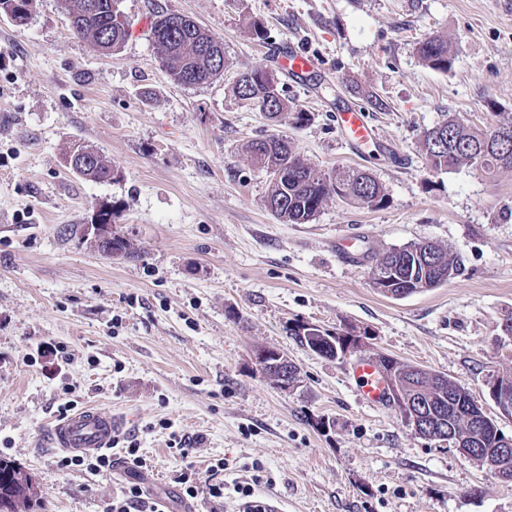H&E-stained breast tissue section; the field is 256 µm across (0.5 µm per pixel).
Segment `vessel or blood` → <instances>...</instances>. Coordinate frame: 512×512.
<instances>
[{
  "label": "vessel or blood",
  "instance_id": "obj_1",
  "mask_svg": "<svg viewBox=\"0 0 512 512\" xmlns=\"http://www.w3.org/2000/svg\"><path fill=\"white\" fill-rule=\"evenodd\" d=\"M275 54L283 68L302 83L308 82L320 65L318 58L297 51L291 45L277 48ZM336 120L352 143L364 142L375 136L374 127L364 120L356 108L349 107L338 112ZM349 375L363 402L373 407L385 404L387 385L373 360L364 358L355 361ZM120 427L118 417L97 406L88 405L55 420L50 441L57 450L79 457L111 448Z\"/></svg>",
  "mask_w": 512,
  "mask_h": 512
}]
</instances>
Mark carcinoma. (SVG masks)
Instances as JSON below:
<instances>
[{"instance_id":"obj_1","label":"carcinoma","mask_w":512,"mask_h":512,"mask_svg":"<svg viewBox=\"0 0 512 512\" xmlns=\"http://www.w3.org/2000/svg\"><path fill=\"white\" fill-rule=\"evenodd\" d=\"M34 0H0V14L17 26L28 23ZM73 31L86 39L93 51L109 54L127 40L129 23L114 18L115 0H62ZM153 45L161 70L178 85L210 83L214 57L224 59V41L194 20L175 13L156 16L152 26ZM423 63L437 71H448L454 58L448 41L434 36L418 44ZM235 92L242 100L258 108L274 123L283 114L295 113L299 122L307 113L298 110L294 101L282 94L273 74L262 68L240 73ZM448 132L452 145L439 147L438 130ZM507 132L512 135V116L489 127L480 128L458 116H450L425 132L422 148L432 170H452L466 166L493 173L500 169L512 171V151L503 156L494 151L482 152V146ZM91 165L77 170L84 179L105 182L114 178L106 158L97 150L80 146ZM256 168L270 178L267 206L284 224H307L321 211L327 199L336 196L368 207L384 202L385 194L373 176L357 167H346L328 173L316 171L283 137L253 139L245 146ZM98 248L106 254L130 258L135 251L130 242L116 231ZM461 268L460 259L432 243H411L393 248L376 260L370 268L372 286L385 296L401 297L433 288L454 278ZM382 360L392 364L398 390L405 396L419 395L436 409L446 426L453 422L458 431L469 432L474 421L468 417V392L456 382L421 368L401 363L391 357ZM483 447H496L498 425L487 416L482 420ZM37 485L33 477L14 461L0 458V512H33Z\"/></svg>"}]
</instances>
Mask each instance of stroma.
Returning a JSON list of instances; mask_svg holds the SVG:
<instances>
[{
    "label": "stroma",
    "mask_w": 512,
    "mask_h": 512,
    "mask_svg": "<svg viewBox=\"0 0 512 512\" xmlns=\"http://www.w3.org/2000/svg\"><path fill=\"white\" fill-rule=\"evenodd\" d=\"M130 22L120 51L76 36L60 0L30 20L0 18V456L35 479V512H103L130 484L183 512L179 475L192 466L196 512H236L212 485L249 479L280 512H512V483L446 444L412 433L391 404L359 400L353 361L379 355L465 387L512 436L489 381L512 375V173L430 171L424 133L448 115L479 126L512 113V0H118ZM224 41V73L201 86L171 82L152 39L158 11ZM262 19L256 43L245 18ZM447 40L448 73L427 68L420 40ZM293 42L324 69L310 88L274 54ZM276 74L307 112L271 123L238 99L240 73ZM379 98L372 108L367 96ZM359 108L377 142L353 153L336 123ZM292 141L321 172L369 170L376 208L329 198L307 224L266 207L270 179L248 141ZM92 147L115 177L73 173V145ZM138 257L100 253L88 226L101 211ZM362 258L339 259L342 237ZM433 242L462 260L447 283L401 299L369 270L391 248ZM369 329L368 346L328 359L289 327ZM270 348L300 370L282 390L254 355ZM122 421L110 470L66 468L49 426L66 401ZM332 423L321 430L317 423ZM185 439L189 458L171 447ZM137 444L146 465L124 462ZM225 469H216L217 460Z\"/></svg>",
    "instance_id": "stroma-1"
}]
</instances>
